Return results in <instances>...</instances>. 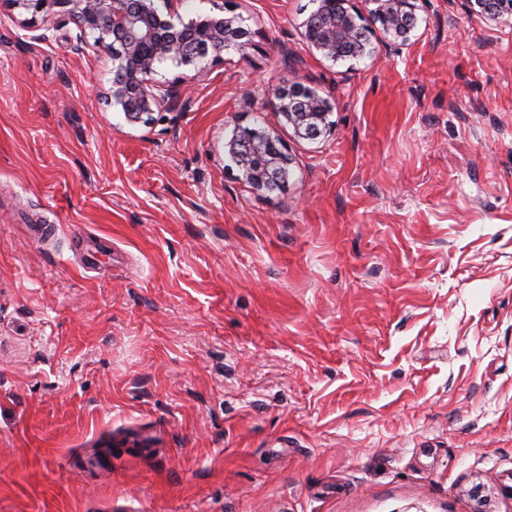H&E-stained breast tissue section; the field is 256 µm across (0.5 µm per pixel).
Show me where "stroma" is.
I'll return each instance as SVG.
<instances>
[{"label":"stroma","instance_id":"1","mask_svg":"<svg viewBox=\"0 0 512 512\" xmlns=\"http://www.w3.org/2000/svg\"><path fill=\"white\" fill-rule=\"evenodd\" d=\"M351 5L334 62L316 0H179L248 45L159 64L183 101L144 125L0 0V512H512V17L419 0L386 48ZM284 75L329 136L273 112ZM245 127L281 187L229 165ZM318 2L317 12L304 22V36L312 48L335 62L343 57L342 48L359 33L360 16L352 7H345L350 0ZM269 103L298 138L312 139L313 133L317 137L322 133L329 134L333 129L329 120L333 104L299 83H288L286 80L272 87ZM244 136L250 137L249 151L260 160L250 170H242L246 181L256 190L274 189L269 179L271 171L286 170L288 157L276 147L269 134L251 128H243L225 142L224 153L228 155L237 152Z\"/></svg>","mask_w":512,"mask_h":512}]
</instances>
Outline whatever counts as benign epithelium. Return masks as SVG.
Segmentation results:
<instances>
[{
  "mask_svg": "<svg viewBox=\"0 0 512 512\" xmlns=\"http://www.w3.org/2000/svg\"><path fill=\"white\" fill-rule=\"evenodd\" d=\"M350 0H319V9L304 22V36L312 48L333 62L343 57L342 48L355 40L361 29L358 13L348 7ZM376 5L375 16L383 22L384 33L404 38L411 29L416 0H369ZM466 11L479 10L495 22L512 16V0H461ZM12 4L44 18L62 17L72 23L79 37H93V47L112 54L120 77L112 82L109 96L131 124H148L159 109L179 106L181 87L154 78L156 63L170 60L178 66H195L219 49L248 45L237 14H215L176 24L164 17L156 0H12ZM191 28L197 42L189 46L183 31ZM269 103L294 136L311 139L329 134L333 104L299 83L283 82L269 91ZM250 138V153L259 163L244 171L255 190L273 188L269 176L288 168V157L269 134L244 128L224 143V153L238 151L241 138Z\"/></svg>",
  "mask_w": 512,
  "mask_h": 512,
  "instance_id": "7a95c632",
  "label": "benign epithelium"
}]
</instances>
